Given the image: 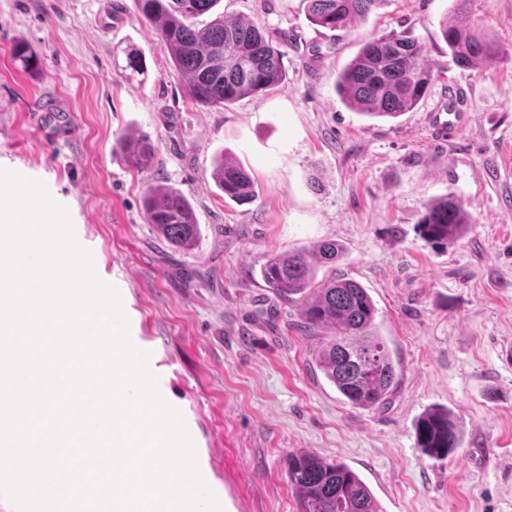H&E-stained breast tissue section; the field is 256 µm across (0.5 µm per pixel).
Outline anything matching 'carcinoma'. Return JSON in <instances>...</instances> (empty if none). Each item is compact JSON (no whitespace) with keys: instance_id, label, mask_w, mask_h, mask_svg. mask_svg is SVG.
Segmentation results:
<instances>
[{"instance_id":"cac0c4a2","label":"carcinoma","mask_w":512,"mask_h":512,"mask_svg":"<svg viewBox=\"0 0 512 512\" xmlns=\"http://www.w3.org/2000/svg\"><path fill=\"white\" fill-rule=\"evenodd\" d=\"M221 0H135L143 20L152 26L175 68L185 77L188 94L202 106H228L247 96H262L286 83L284 57L293 34L281 30L271 40L255 22L229 19L216 12ZM385 0H309L312 24L331 31L347 28L370 14ZM453 22L441 31L448 54L459 67L493 64L499 48L478 29L472 4L456 0ZM213 19L202 27L195 19ZM122 70L142 74L145 62L135 49L126 51ZM433 80V69L415 40L397 34L366 43L336 78L335 90L351 108L370 118H396L412 110ZM116 149L122 161L137 171H149L155 148L144 136L120 134ZM216 185L233 201H249L253 182L235 159H221L212 171ZM146 223L171 247L191 251L201 234L188 196L163 184L147 186L143 199ZM468 222L464 203L444 197L426 207L420 233L424 239L446 245L462 238ZM343 248L323 242L287 253L273 254L262 263L259 276L280 298L300 308L296 330L320 337L318 369L355 408L378 409L387 404L400 379L384 339L375 327L376 307L360 283L331 274L314 284L315 269L334 266ZM418 446L441 460L459 447L461 437L446 410L434 409L415 426ZM288 479L298 512H381L366 483L343 463L310 453L292 455Z\"/></svg>"}]
</instances>
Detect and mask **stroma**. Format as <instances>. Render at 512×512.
<instances>
[{
	"instance_id": "obj_1",
	"label": "stroma",
	"mask_w": 512,
	"mask_h": 512,
	"mask_svg": "<svg viewBox=\"0 0 512 512\" xmlns=\"http://www.w3.org/2000/svg\"><path fill=\"white\" fill-rule=\"evenodd\" d=\"M455 0H385L330 32L306 0H222L226 17L287 29L285 85L229 106L193 102L134 0H0V169L44 184L67 209L96 275L120 288L134 335L149 337L225 512H297L288 458L311 453L359 474L382 512H512V0H475L493 64L463 70L440 35ZM415 38L435 71L412 111L374 120L335 91L368 41ZM22 45L40 61L22 70ZM136 48L147 71L120 75ZM461 120L440 135L434 112ZM155 146L151 172L113 150L125 132ZM254 181L247 204L211 178L220 154ZM185 192L201 237L169 246L146 224L148 183ZM452 195L468 232L425 241L427 205ZM333 241L335 268L367 288L402 370L389 404L352 407L312 369L298 307L258 275L265 259ZM447 408L462 434L448 458L423 454L415 424Z\"/></svg>"
}]
</instances>
